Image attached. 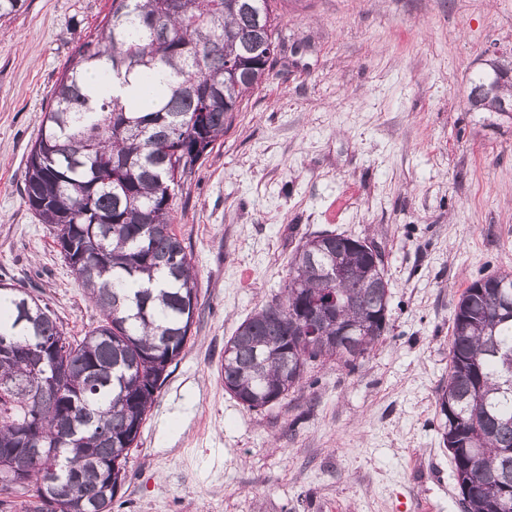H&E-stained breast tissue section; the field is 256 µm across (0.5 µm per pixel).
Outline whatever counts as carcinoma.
<instances>
[{"mask_svg":"<svg viewBox=\"0 0 512 512\" xmlns=\"http://www.w3.org/2000/svg\"><path fill=\"white\" fill-rule=\"evenodd\" d=\"M111 0L56 79L24 179L28 208L52 226L63 261L101 315L77 340L49 306L0 284V338L38 353L0 356V490L33 491V512H112L157 393L191 338L197 274L173 229L178 179L224 138L274 63L278 0ZM468 89L476 112H512V56L489 58ZM141 80L127 102L106 87ZM349 271L336 283L326 271ZM281 296L224 344V388L249 410L274 405L317 361L351 364L387 329L389 284L349 237L300 241ZM484 287H478V284ZM512 272L460 296L441 389L442 442L464 512H512ZM316 306L317 335L298 330ZM351 327L348 336L338 328ZM65 379L46 385L54 366ZM34 430L52 457L29 452Z\"/></svg>","mask_w":512,"mask_h":512,"instance_id":"carcinoma-1","label":"carcinoma"}]
</instances>
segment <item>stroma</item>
Instances as JSON below:
<instances>
[{
  "label": "stroma",
  "instance_id": "obj_1",
  "mask_svg": "<svg viewBox=\"0 0 512 512\" xmlns=\"http://www.w3.org/2000/svg\"><path fill=\"white\" fill-rule=\"evenodd\" d=\"M110 0H27L0 21V281L68 335L100 314L21 195L56 78ZM276 61L174 189L199 315L126 464L112 512H462L441 439L455 306L512 271V112L469 80L512 52V0H281ZM374 244L388 326L271 408L224 389V344L280 294L301 238Z\"/></svg>",
  "mask_w": 512,
  "mask_h": 512
}]
</instances>
